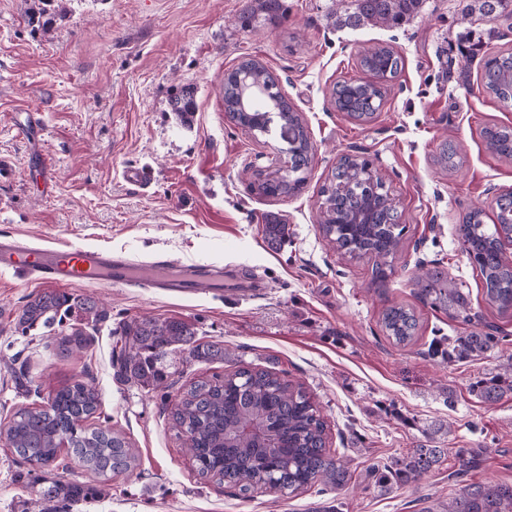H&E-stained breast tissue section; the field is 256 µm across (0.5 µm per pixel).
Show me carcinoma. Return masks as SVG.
<instances>
[{
	"mask_svg": "<svg viewBox=\"0 0 512 512\" xmlns=\"http://www.w3.org/2000/svg\"><path fill=\"white\" fill-rule=\"evenodd\" d=\"M425 0H339L331 13L338 29H358L367 25L396 28L416 17ZM488 19H512V0H468L462 19L472 15ZM362 68L376 72L384 80L396 77L402 62L385 46L365 50ZM259 85L268 90V100L243 116L242 124L258 133L268 131L270 109L280 114V129L288 137V154L295 171L308 170L313 153L307 131L293 106L278 88V79L260 61L244 57L224 78V111H237L240 86ZM483 88L503 106H512V50L493 55L482 67ZM336 104L366 120L377 111L385 96L382 84L361 87L344 82L333 91ZM171 109L181 115L194 111L193 93L185 88L171 100ZM487 148L500 156L512 157V131L487 127L483 131ZM326 208L323 235L336 250L349 259L368 255L394 256L399 245L395 229L399 225L396 209L388 205V189L365 171V164L342 159L329 184L321 189ZM362 213L364 224H338ZM505 228H488L481 220L467 215L458 228L462 253L479 271L489 304L503 314L512 311V268L498 251V240ZM267 243L277 246L288 235V225L271 215L263 225ZM418 294L431 307L458 317L468 311V293L442 270L424 271L417 276ZM110 318L109 312L91 297L65 292L44 291L32 297L17 316L21 333L55 324L63 327L62 353L81 352L90 346L88 329ZM387 338L398 345L410 344L418 330L414 311L403 305L387 307L381 318ZM121 347L114 356L116 378L144 388L163 387L166 374L162 359L174 346H187L198 361L224 359V348L194 344L193 326L177 319L138 317L125 320L117 330ZM500 342L490 332L475 329L463 336H442L429 348L433 357L453 364L473 360L493 350ZM478 399L497 404L512 393V363L471 386ZM100 401L92 386L75 381L60 388L46 405L25 409L11 421L13 451L33 466L27 486L35 495L40 512H57L62 505H73L101 494L112 476L134 468L137 454L128 441L109 428L90 429L86 422L98 414ZM260 417L268 434V447L254 450L255 442L242 425ZM174 425L190 435V451L199 475L212 477L245 494L255 487L272 485L293 495L319 487L340 491L351 480L346 461L333 457L327 448L326 423L321 411L300 385L263 369L241 367L224 378L198 381L190 386L173 412ZM80 467L96 478L90 484L78 480L50 479L37 472L55 461L62 442ZM482 449L458 448V472L475 468ZM444 456L442 448L413 449L375 469L380 487L412 486L435 468ZM445 512H512V483L491 481L471 486L448 500Z\"/></svg>",
	"mask_w": 512,
	"mask_h": 512,
	"instance_id": "1",
	"label": "carcinoma"
}]
</instances>
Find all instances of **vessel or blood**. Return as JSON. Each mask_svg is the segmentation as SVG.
I'll return each mask as SVG.
<instances>
[{"label": "vessel or blood", "instance_id": "obj_1", "mask_svg": "<svg viewBox=\"0 0 512 512\" xmlns=\"http://www.w3.org/2000/svg\"><path fill=\"white\" fill-rule=\"evenodd\" d=\"M0 268L25 271L31 278L65 286L164 288L172 293L218 292L224 272L211 265H179L158 255L148 261L97 248L69 250L39 246L24 238L0 241Z\"/></svg>", "mask_w": 512, "mask_h": 512}]
</instances>
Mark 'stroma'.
Returning a JSON list of instances; mask_svg holds the SVG:
<instances>
[{
  "label": "stroma",
  "instance_id": "obj_1",
  "mask_svg": "<svg viewBox=\"0 0 512 512\" xmlns=\"http://www.w3.org/2000/svg\"><path fill=\"white\" fill-rule=\"evenodd\" d=\"M49 30L29 16L37 0H0V235L37 244L98 247L147 260L222 266L227 277L259 286L246 296H178L159 289L66 286L102 303L110 320L92 345L65 356L57 328L24 336L15 318L41 283L0 270V423L46 404L63 384H93L101 400L93 426L121 433L137 467L109 482L100 498L71 512H442L469 484L512 481V396L488 406L472 395L476 380L512 360V314L486 301L479 271L461 252L457 227L472 207L496 222L493 202L512 190V158L490 152L488 126H512V108L480 88L487 57L512 47L502 20H462L461 0H426L398 28H333L336 0H282L277 22L240 17L252 0H58ZM388 46L402 61L385 100L367 122L337 112L330 92L361 78V51ZM269 68L300 113L313 145L305 188L259 194L256 174L279 166L288 141L278 124L257 137L224 111V74L242 56ZM195 90L190 117L172 112L181 88ZM40 118L33 139L19 137L23 113ZM457 151L443 167L444 144ZM370 160L389 189L403 228L385 286L368 259H343L318 228L321 188L342 154ZM52 167L42 182L43 164ZM149 166L148 187L128 169ZM284 215L287 243L267 247V214ZM448 272L469 290L472 312L501 336L483 357L446 364L429 355L436 336H460L471 324L431 308L414 283L417 265ZM414 310L415 341L384 335L383 309ZM176 318L195 325L200 344L224 359L169 354L164 388L120 384L113 350L120 322ZM249 365L303 384L328 424L330 452L346 458L352 480L339 493L288 498L270 488L242 494L197 474L171 411L196 381ZM484 449L482 466L453 477L445 456L416 486L383 489L370 473L417 446ZM29 469L0 443V512H32Z\"/></svg>",
  "mask_w": 512,
  "mask_h": 512
}]
</instances>
